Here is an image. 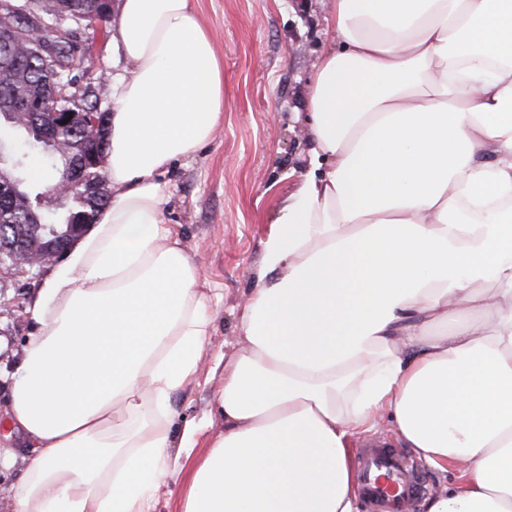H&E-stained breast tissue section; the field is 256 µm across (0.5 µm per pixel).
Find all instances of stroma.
Listing matches in <instances>:
<instances>
[{
    "label": "stroma",
    "instance_id": "obj_1",
    "mask_svg": "<svg viewBox=\"0 0 512 512\" xmlns=\"http://www.w3.org/2000/svg\"><path fill=\"white\" fill-rule=\"evenodd\" d=\"M329 0H198V11L224 61V123L195 157L174 162L167 216L213 288L214 331L197 382L175 400L180 415L202 427L190 456H179L178 482L160 494L157 512H181L179 486L193 460L224 430L211 410L223 380L221 360L234 355L243 302L254 286L262 243L280 209L310 169L312 142L298 112L318 55L330 47ZM116 23L78 25L91 54L75 64L103 109L112 107V76L126 67ZM34 331L28 314H0V454L19 456L25 442L10 432V374Z\"/></svg>",
    "mask_w": 512,
    "mask_h": 512
}]
</instances>
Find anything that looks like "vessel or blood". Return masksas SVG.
Masks as SVG:
<instances>
[{"label": "vessel or blood", "instance_id": "1", "mask_svg": "<svg viewBox=\"0 0 512 512\" xmlns=\"http://www.w3.org/2000/svg\"><path fill=\"white\" fill-rule=\"evenodd\" d=\"M363 512H414L430 486L422 465L390 441L370 438L358 451Z\"/></svg>", "mask_w": 512, "mask_h": 512}]
</instances>
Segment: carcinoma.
<instances>
[{
  "mask_svg": "<svg viewBox=\"0 0 512 512\" xmlns=\"http://www.w3.org/2000/svg\"><path fill=\"white\" fill-rule=\"evenodd\" d=\"M37 12L46 20H51L56 14L63 13L77 23L107 22L110 14L103 8L102 0H32ZM58 48L54 53L47 51V40L37 33L30 31L18 36L12 42L14 54L6 60L0 55V117L9 112L14 113L17 120L16 130L23 133L30 141L25 149L19 151L0 165V175L16 180L22 184L21 196L30 201L28 209L15 208L12 202L0 205V222L15 225V232L20 237L25 248L38 252L48 242L47 232L53 231L61 236L70 230L72 224L95 223L98 215L106 206L108 197H96L83 192L69 191L63 194L69 207L62 214L45 212L36 208V200L43 195L41 187L43 180L30 174L26 151L31 149V143L40 147L61 160V165L44 168L47 178L52 181L63 180L64 165L69 156H85L95 150V142L90 138L87 126L75 122L70 126L56 125L54 113L78 110L83 120H91L102 112L97 97L92 94L91 86L85 85L80 95L71 99H56L52 97L51 86L58 82L79 83L80 78L71 74V63L78 54H86L87 48L80 46L77 35L72 33L67 38L57 41ZM27 101L41 100V126L52 127L50 141L38 139L36 134L28 130L29 119L27 112L17 106V99Z\"/></svg>",
  "mask_w": 512,
  "mask_h": 512,
  "instance_id": "cac0c4a2",
  "label": "carcinoma"
}]
</instances>
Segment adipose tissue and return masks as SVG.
Returning <instances> with one entry per match:
<instances>
[{
  "mask_svg": "<svg viewBox=\"0 0 512 512\" xmlns=\"http://www.w3.org/2000/svg\"><path fill=\"white\" fill-rule=\"evenodd\" d=\"M95 224L52 267L11 374L12 512H153L194 446L212 296L163 175L224 120L197 0H117ZM311 170L263 242L181 512H354L351 446L389 419L459 478L427 512H512V0H331Z\"/></svg>",
  "mask_w": 512,
  "mask_h": 512,
  "instance_id": "1",
  "label": "adipose tissue"
}]
</instances>
